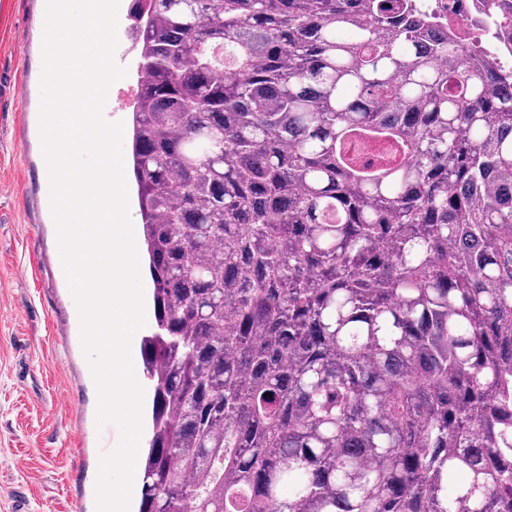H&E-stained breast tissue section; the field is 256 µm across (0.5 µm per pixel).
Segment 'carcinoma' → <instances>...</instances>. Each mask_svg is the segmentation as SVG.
<instances>
[{"mask_svg":"<svg viewBox=\"0 0 512 512\" xmlns=\"http://www.w3.org/2000/svg\"><path fill=\"white\" fill-rule=\"evenodd\" d=\"M138 512H512V74L411 0H134Z\"/></svg>","mask_w":512,"mask_h":512,"instance_id":"1","label":"carcinoma"}]
</instances>
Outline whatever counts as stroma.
Instances as JSON below:
<instances>
[{"label":"stroma","mask_w":512,"mask_h":512,"mask_svg":"<svg viewBox=\"0 0 512 512\" xmlns=\"http://www.w3.org/2000/svg\"><path fill=\"white\" fill-rule=\"evenodd\" d=\"M48 0H0V512H97L111 432L82 340L79 306L55 237L44 179L41 87ZM124 8L116 39L128 51L111 93L129 127L139 57Z\"/></svg>","instance_id":"obj_1"}]
</instances>
